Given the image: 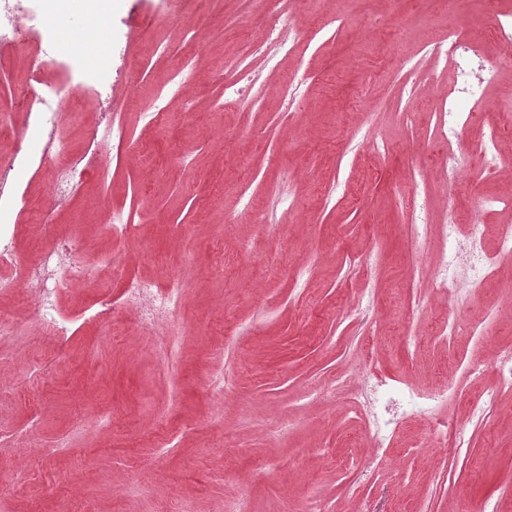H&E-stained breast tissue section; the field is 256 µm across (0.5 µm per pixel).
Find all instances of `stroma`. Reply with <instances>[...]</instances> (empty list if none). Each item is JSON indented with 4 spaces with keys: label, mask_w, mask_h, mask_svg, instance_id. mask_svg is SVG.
Listing matches in <instances>:
<instances>
[{
    "label": "stroma",
    "mask_w": 512,
    "mask_h": 512,
    "mask_svg": "<svg viewBox=\"0 0 512 512\" xmlns=\"http://www.w3.org/2000/svg\"><path fill=\"white\" fill-rule=\"evenodd\" d=\"M177 23L224 35L195 42L173 36ZM272 23L269 0H112L100 19L71 16V30L97 28L105 42L131 34L112 55L108 88L125 136L60 212L56 233L36 214L62 158L23 171L15 254L30 257L77 227L81 262L109 253L161 284L183 269L179 368L163 366L156 339L105 341L108 325L85 320L95 285L62 289L71 334L61 349L22 300L1 302L17 328L0 336L11 366L0 428L24 440L28 467L23 481L0 472V512H512V395L498 405L495 433L472 424L467 443L439 449L428 420L413 417L374 457L360 444L349 386L370 367L416 387L444 378L458 391L447 415L462 420L468 398L495 383L492 354L512 346V257L463 311L434 280L450 211L512 197V165L491 175L481 166L490 130L512 119V64L492 38L498 14L483 0H299L294 49L258 68L266 96L245 111L219 109L234 45ZM451 28L484 43L490 76L483 116L456 130L452 182L431 90L450 85L454 70L424 53ZM37 39L30 32L11 50L0 113L30 101ZM411 64L414 98L403 75ZM188 65L185 100L169 90ZM301 73L292 120L280 90ZM156 99L159 123L142 115ZM252 204L273 206L274 223H254ZM116 211L137 224L118 242L101 234ZM178 225L188 230L180 240ZM368 291L378 324L370 347L352 312ZM457 313L486 316L482 334L465 328L408 358L404 337ZM473 362L485 365L476 379ZM61 435L68 447H54Z\"/></svg>",
    "instance_id": "stroma-1"
}]
</instances>
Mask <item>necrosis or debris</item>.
Returning a JSON list of instances; mask_svg holds the SVG:
<instances>
[{"label":"necrosis or debris","mask_w":512,"mask_h":512,"mask_svg":"<svg viewBox=\"0 0 512 512\" xmlns=\"http://www.w3.org/2000/svg\"><path fill=\"white\" fill-rule=\"evenodd\" d=\"M273 2L276 38L266 44L240 42L234 54L238 63L254 59L266 62L292 49L295 42L293 10L284 7L283 0ZM39 15V0H0V51L16 47L26 32L34 29ZM482 52L479 43L468 40L454 29L449 30L430 50L433 59L455 64L457 69L456 84L436 92L440 101V134L444 141H451L455 128L470 118L468 112L461 110V101H468L476 108L483 104L484 80L474 67L475 59L480 58ZM62 97L58 87L45 81L40 92L33 95L34 108H23V120L0 116V131L18 130L22 139L35 146L31 155L18 146L6 153L0 151V297L22 296L35 310L45 337L56 341L70 333L69 324L57 310L58 292L77 279L86 282L97 280L98 274L73 261V242L69 239L33 258L17 259L12 249L15 227L9 214L18 206L20 198L8 178L11 172L27 167L32 158L45 160L63 152L64 139L60 130ZM121 136V126L110 119L92 124L84 150L58 168L40 210L42 223H54L58 209L76 196L89 169L106 161L105 147ZM482 216V207H475L469 216L450 220L444 229L446 237L456 243L457 251L449 269L438 270L436 279L461 303L467 302L471 292L482 288L492 277L499 257L488 254L481 245ZM107 271L112 282L120 284L126 308L133 314L141 331L161 333L168 329L178 311L176 285L182 279L181 272H174L167 283L157 284L131 276L117 264L108 265ZM493 365L497 373L496 386L483 390L468 402L469 420L486 429L495 424L500 395L512 392V348L499 351ZM449 398L447 383L418 390L407 385H393L378 371L368 370L358 382L354 398L355 409L365 422L366 447H387L399 422L412 415L429 420L435 446L444 447L451 441L463 444L465 428H449L448 418L443 413Z\"/></svg>","instance_id":"4bbe7bcc"}]
</instances>
